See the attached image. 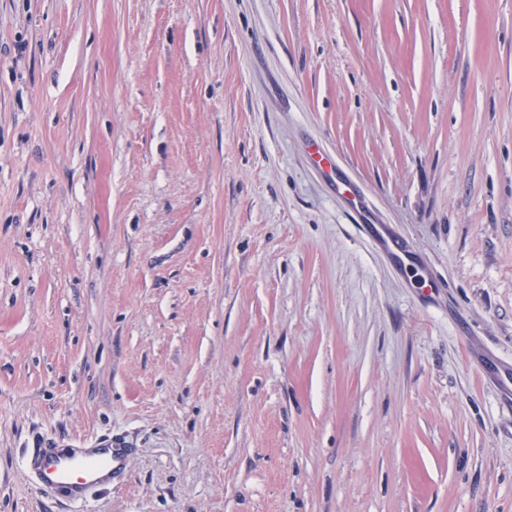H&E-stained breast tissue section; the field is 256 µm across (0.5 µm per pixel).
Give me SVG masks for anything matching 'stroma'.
Listing matches in <instances>:
<instances>
[{"label":"stroma","mask_w":512,"mask_h":512,"mask_svg":"<svg viewBox=\"0 0 512 512\" xmlns=\"http://www.w3.org/2000/svg\"><path fill=\"white\" fill-rule=\"evenodd\" d=\"M0 512H512V0H0ZM360 225L365 232L368 234V236L373 239L374 241L378 242L384 252L397 259L398 264L405 268L406 264L402 258V255H407V250L403 246L402 243L395 240L394 238H387L384 236V232L382 230L381 224H358ZM96 452L65 450L56 445L32 449L31 467L42 490L63 492L69 498L81 497L89 488L106 478L100 473L111 464H120L122 447L112 438L97 443ZM113 446V448H112Z\"/></svg>","instance_id":"1"}]
</instances>
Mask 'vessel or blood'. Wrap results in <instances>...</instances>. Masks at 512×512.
<instances>
[{
	"mask_svg": "<svg viewBox=\"0 0 512 512\" xmlns=\"http://www.w3.org/2000/svg\"><path fill=\"white\" fill-rule=\"evenodd\" d=\"M364 230L380 244L387 255L396 259L405 255L403 244L385 237L381 225L368 224ZM122 455L121 445L113 443L109 438L99 441L92 453L49 445L33 449L31 467L37 474L42 490L78 498L92 486L101 483L102 471L120 463Z\"/></svg>",
	"mask_w": 512,
	"mask_h": 512,
	"instance_id": "b4317fda",
	"label": "vessel or blood"
}]
</instances>
